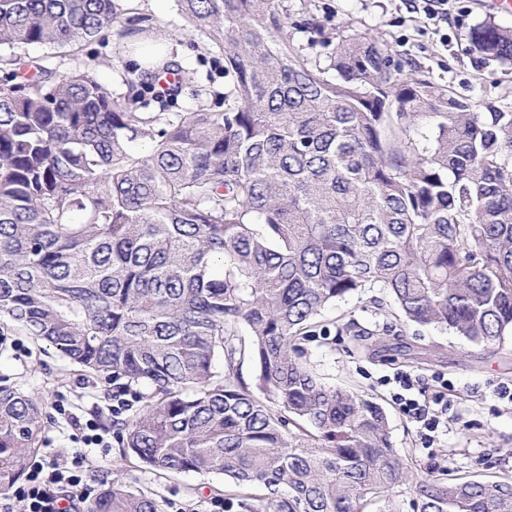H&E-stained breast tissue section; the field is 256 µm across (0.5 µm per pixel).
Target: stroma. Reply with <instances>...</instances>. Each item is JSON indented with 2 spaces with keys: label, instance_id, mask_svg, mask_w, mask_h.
<instances>
[{
  "label": "stroma",
  "instance_id": "1",
  "mask_svg": "<svg viewBox=\"0 0 512 512\" xmlns=\"http://www.w3.org/2000/svg\"><path fill=\"white\" fill-rule=\"evenodd\" d=\"M291 16L308 12L320 17L331 35L357 32L391 46L412 59L417 77L456 97L500 109H512V64L487 61L470 49V30L489 18L474 0H448V15L430 18L415 0H282ZM137 21L123 43L92 41L72 52L40 45L19 46V54L45 59L61 68L89 66L115 93L127 94L129 80L144 75L132 46L153 41L166 45L172 59L188 74L171 98L173 111L195 109L196 90H207L209 108L223 110L222 95L232 78L224 71V51L190 31L177 0H127ZM151 19L142 30L140 17ZM336 331L305 341V357L322 382L375 399L387 415L391 440L409 456L418 474L446 468L475 479L512 476V401L499 395L512 388V337L496 352L468 343L443 328L398 324L352 294L325 311ZM417 380L425 398L441 397L445 409L433 442H426L420 423L404 415L394 399L398 375ZM0 377L42 401L47 416L40 439L42 450L72 453L79 445L58 413V404L85 419L108 424L112 388L84 376L53 347L12 328L0 336ZM94 469L107 472L114 484L133 492L156 494L162 512L190 506L209 512L212 490L223 485L220 474H173L164 478L141 471L134 459H121L118 446L89 451Z\"/></svg>",
  "mask_w": 512,
  "mask_h": 512
}]
</instances>
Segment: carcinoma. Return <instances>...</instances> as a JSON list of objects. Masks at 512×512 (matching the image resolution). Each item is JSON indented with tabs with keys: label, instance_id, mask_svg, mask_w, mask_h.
Instances as JSON below:
<instances>
[{
	"label": "carcinoma",
	"instance_id": "1",
	"mask_svg": "<svg viewBox=\"0 0 512 512\" xmlns=\"http://www.w3.org/2000/svg\"><path fill=\"white\" fill-rule=\"evenodd\" d=\"M178 3L224 50L220 112L0 57V325L142 403L112 417L122 458L222 474L214 492L240 512H399L387 493L404 485L419 512H512L509 478L412 481L382 406L296 355L330 334L326 307L368 288L402 322L488 350L512 336V110L412 78L358 33L333 42L310 15L296 28L323 66L277 37V0ZM133 21L119 0H0V46L75 49ZM470 41L512 60V28L484 21ZM42 416L0 382L1 490L38 452ZM87 512L159 505L106 480Z\"/></svg>",
	"mask_w": 512,
	"mask_h": 512
}]
</instances>
